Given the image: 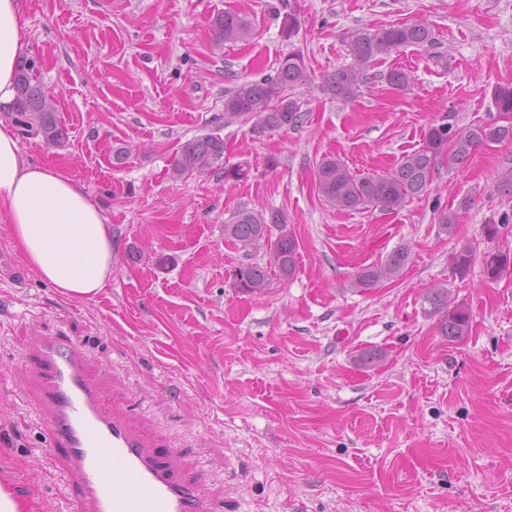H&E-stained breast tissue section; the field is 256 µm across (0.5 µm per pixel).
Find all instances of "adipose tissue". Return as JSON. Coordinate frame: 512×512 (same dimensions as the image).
I'll return each instance as SVG.
<instances>
[{"mask_svg":"<svg viewBox=\"0 0 512 512\" xmlns=\"http://www.w3.org/2000/svg\"><path fill=\"white\" fill-rule=\"evenodd\" d=\"M24 0H0V113L16 99V63L27 43ZM0 223L40 280L91 299L112 277V226L103 210L56 168L31 164L0 120Z\"/></svg>","mask_w":512,"mask_h":512,"instance_id":"ef3b65f1","label":"adipose tissue"}]
</instances>
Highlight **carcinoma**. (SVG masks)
Instances as JSON below:
<instances>
[{"label": "carcinoma", "instance_id": "carcinoma-1", "mask_svg": "<svg viewBox=\"0 0 512 512\" xmlns=\"http://www.w3.org/2000/svg\"><path fill=\"white\" fill-rule=\"evenodd\" d=\"M215 37L222 42L244 41L252 29L246 18L226 12L212 22ZM352 65L327 74L322 82L323 93L351 102L361 95L364 73L374 66L379 57L407 46H419L434 41V32L426 24L389 25L376 29L355 30L345 36ZM308 80L303 53H288L276 71L256 81H244L224 96V125L248 122L252 132L263 134L268 130L295 127L303 121V113L290 91ZM495 104L507 125L479 124L464 129H453L448 124L428 129L423 145L403 155L389 170L381 173H356L341 160L326 157L317 167L316 185L319 193L340 210L360 211L378 208L391 211L429 189L439 169L453 171L463 167L473 151L489 142L512 137V85L495 92ZM23 133L41 136L50 146L64 142L67 133L61 124L52 99L43 90L32 59H22L17 69V96L11 108ZM224 158V139L213 134L186 142L176 155L172 171L177 176L205 173L214 169ZM280 228L277 238L271 237V227ZM224 239L236 245L266 246L265 265L248 264L238 269L234 287L253 295L264 293L270 285L271 274L287 280L295 275L298 266V244L293 233L287 231L279 214L265 217L261 213L243 209L233 221L224 225ZM409 261V253L397 249L384 260L359 269L352 286L363 292L397 279ZM473 261V252L464 245L450 257L455 273L467 274ZM488 278L496 279L512 271V256L491 252L483 258ZM433 311L441 314L440 332L450 340H458L469 333L470 314L461 305H448V294L438 291L427 297Z\"/></svg>", "mask_w": 512, "mask_h": 512}]
</instances>
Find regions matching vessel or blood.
Returning a JSON list of instances; mask_svg holds the SVG:
<instances>
[{
	"mask_svg": "<svg viewBox=\"0 0 512 512\" xmlns=\"http://www.w3.org/2000/svg\"><path fill=\"white\" fill-rule=\"evenodd\" d=\"M37 359L46 447L63 453L86 512H212L197 484L178 479L124 411L104 404L79 344L47 337Z\"/></svg>",
	"mask_w": 512,
	"mask_h": 512,
	"instance_id": "vessel-or-blood-1",
	"label": "vessel or blood"
}]
</instances>
